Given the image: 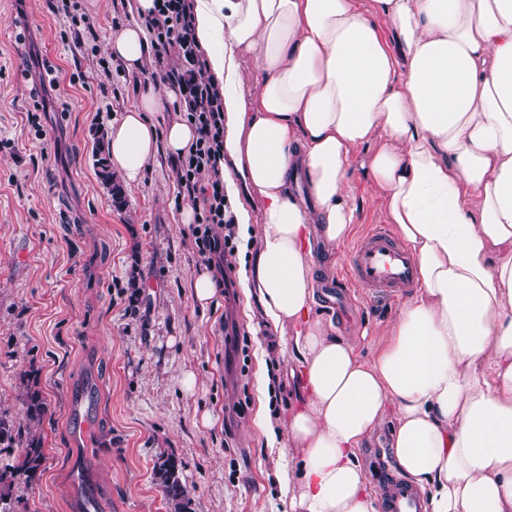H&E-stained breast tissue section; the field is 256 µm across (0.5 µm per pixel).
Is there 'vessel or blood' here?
Instances as JSON below:
<instances>
[{
    "label": "vessel or blood",
    "instance_id": "obj_1",
    "mask_svg": "<svg viewBox=\"0 0 512 512\" xmlns=\"http://www.w3.org/2000/svg\"><path fill=\"white\" fill-rule=\"evenodd\" d=\"M355 282L363 288L400 297L412 288L417 269L410 250L387 228L373 227L350 253ZM94 393L91 388L73 392L70 398L71 434L86 439L92 428ZM383 512H425L423 494L393 471H386L381 485Z\"/></svg>",
    "mask_w": 512,
    "mask_h": 512
}]
</instances>
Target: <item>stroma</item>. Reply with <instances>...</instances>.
<instances>
[{"instance_id": "stroma-1", "label": "stroma", "mask_w": 512, "mask_h": 512, "mask_svg": "<svg viewBox=\"0 0 512 512\" xmlns=\"http://www.w3.org/2000/svg\"><path fill=\"white\" fill-rule=\"evenodd\" d=\"M76 3L77 24L49 0H0V412L23 421L30 369L47 403L45 461L16 486L11 510L81 512L79 466L94 480L96 512H168L152 479L167 453L191 491L189 512H288L275 479L279 454L257 425L260 353L234 347L260 314L247 310L235 282L217 306L193 305L189 284L202 261L180 221L168 154L124 185V203L114 205L97 137L138 104L147 77L111 58L101 38L129 24L130 8ZM105 106L112 112L102 123L96 113ZM349 184L355 239L385 219L361 171ZM349 253L342 245L335 269L349 307L323 314L369 360L408 300L351 282ZM189 369L200 382L192 397L182 390ZM91 374L95 432L82 447L68 430V391ZM206 411L214 427L202 425Z\"/></svg>"}]
</instances>
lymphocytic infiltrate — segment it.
<instances>
[{
	"instance_id": "f902f5d3",
	"label": "lymphocytic infiltrate",
	"mask_w": 512,
	"mask_h": 512,
	"mask_svg": "<svg viewBox=\"0 0 512 512\" xmlns=\"http://www.w3.org/2000/svg\"><path fill=\"white\" fill-rule=\"evenodd\" d=\"M192 0H155L154 12L142 24L149 36L154 77L179 86L183 117L197 138L187 155L172 163L177 198L195 207L193 229L199 257L214 274L217 287H227L237 252L236 226L224 198L219 163L224 157V104L206 79V61L194 32Z\"/></svg>"
}]
</instances>
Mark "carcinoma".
I'll list each match as a JSON object with an SVG mask.
<instances>
[{
  "mask_svg": "<svg viewBox=\"0 0 512 512\" xmlns=\"http://www.w3.org/2000/svg\"><path fill=\"white\" fill-rule=\"evenodd\" d=\"M25 405L26 423L22 426H15L5 415L0 414V443L17 441L23 448L22 458L17 464L0 469V512H11L15 486L21 479L32 480L45 458L40 426L47 405L31 378L27 379L25 385ZM152 475L171 512H188L190 491L181 479L177 459L172 455L158 456Z\"/></svg>",
  "mask_w": 512,
  "mask_h": 512,
  "instance_id": "cac0c4a2",
  "label": "carcinoma"
}]
</instances>
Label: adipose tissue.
Wrapping results in <instances>:
<instances>
[{
    "mask_svg": "<svg viewBox=\"0 0 512 512\" xmlns=\"http://www.w3.org/2000/svg\"><path fill=\"white\" fill-rule=\"evenodd\" d=\"M153 7L134 0L139 19ZM193 12L224 102L227 200L255 246L239 284L301 379L285 422L259 421L291 451L288 512H378L358 453L390 411L392 455L428 512H512V0H193ZM139 19L104 36L131 71L152 55ZM181 100L149 82L110 125L127 182L159 151L188 152L189 123L149 118ZM356 169L418 269L369 361L316 311L315 254L335 256L351 230Z\"/></svg>",
    "mask_w": 512,
    "mask_h": 512,
    "instance_id": "1",
    "label": "adipose tissue"
}]
</instances>
